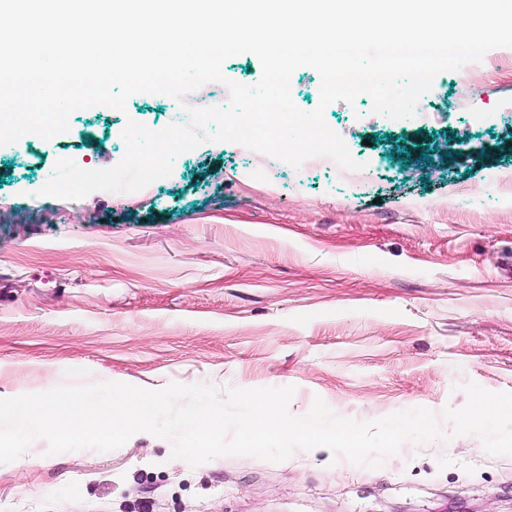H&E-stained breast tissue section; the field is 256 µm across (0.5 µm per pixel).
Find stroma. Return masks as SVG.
Segmentation results:
<instances>
[{"label":"stroma","instance_id":"1","mask_svg":"<svg viewBox=\"0 0 512 512\" xmlns=\"http://www.w3.org/2000/svg\"><path fill=\"white\" fill-rule=\"evenodd\" d=\"M292 80L296 106L319 108V74ZM180 109L139 93L0 146V398L291 386L294 416L319 397L369 421L462 407L470 382L512 392V47L439 73L424 122L362 95L324 107L360 179L325 156L273 174L258 151L206 141L137 192L40 195L58 159L111 167L127 121L157 128ZM171 452L150 436L55 455L35 440L0 463V512H512V456L475 435L405 444L377 469Z\"/></svg>","mask_w":512,"mask_h":512}]
</instances>
